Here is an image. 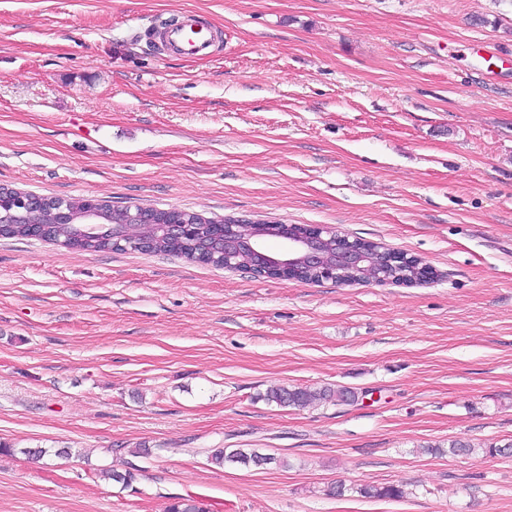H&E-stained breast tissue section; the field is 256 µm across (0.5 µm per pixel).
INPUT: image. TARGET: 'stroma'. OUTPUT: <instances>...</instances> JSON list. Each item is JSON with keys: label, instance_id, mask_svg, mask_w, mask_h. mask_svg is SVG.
Returning <instances> with one entry per match:
<instances>
[{"label": "stroma", "instance_id": "obj_1", "mask_svg": "<svg viewBox=\"0 0 512 512\" xmlns=\"http://www.w3.org/2000/svg\"><path fill=\"white\" fill-rule=\"evenodd\" d=\"M186 12L226 51L163 54ZM1 184L323 225L435 276L0 238V512H512V456L483 452L512 442V0H0ZM273 385L356 399L278 407ZM228 448H210L208 450V461L217 467H224L225 463H239L244 466L250 464L266 465L276 464L284 465L285 462L276 457L265 455L258 452L255 448H234L227 452Z\"/></svg>", "mask_w": 512, "mask_h": 512}]
</instances>
